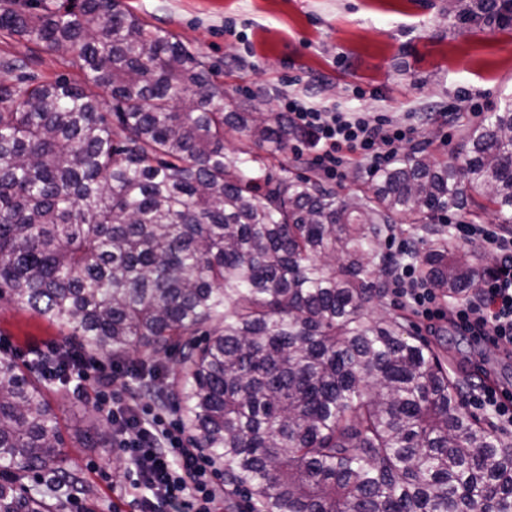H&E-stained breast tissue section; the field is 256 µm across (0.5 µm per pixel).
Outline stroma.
<instances>
[{"instance_id": "obj_1", "label": "stroma", "mask_w": 512, "mask_h": 512, "mask_svg": "<svg viewBox=\"0 0 512 512\" xmlns=\"http://www.w3.org/2000/svg\"><path fill=\"white\" fill-rule=\"evenodd\" d=\"M207 57L217 82L244 108L279 111L294 96L326 112H378L417 127V148L440 160L460 154L472 107L496 109L512 94V31L455 25L448 0H122ZM447 112L448 123H428ZM447 366L460 388L487 379L512 389V351L481 347L445 321L427 324L387 297ZM64 332L32 312L0 302V341L31 375L34 352ZM69 470L90 512H133L115 454L71 445Z\"/></svg>"}]
</instances>
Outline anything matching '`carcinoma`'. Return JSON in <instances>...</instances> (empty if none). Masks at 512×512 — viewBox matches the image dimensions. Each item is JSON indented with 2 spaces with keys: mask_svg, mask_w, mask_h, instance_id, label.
<instances>
[{
  "mask_svg": "<svg viewBox=\"0 0 512 512\" xmlns=\"http://www.w3.org/2000/svg\"><path fill=\"white\" fill-rule=\"evenodd\" d=\"M38 2L0 7V34L69 57L80 79L0 58V300L99 357L136 350L135 380L173 389L251 512H512V440L465 409L422 338L375 313L398 224L425 236L397 263L451 298L481 288L486 257L432 224L467 207L512 224V97L467 126L463 164L412 151L339 197L224 149L226 128L277 152L293 131L238 111L178 35L121 0ZM448 10L512 28V0ZM74 436L110 447L95 417ZM64 445L44 387L1 354L0 512H62L61 487L51 502L22 480H66Z\"/></svg>",
  "mask_w": 512,
  "mask_h": 512,
  "instance_id": "cac0c4a2",
  "label": "carcinoma"
}]
</instances>
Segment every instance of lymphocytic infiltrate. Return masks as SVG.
I'll list each match as a JSON object with an SVG mask.
<instances>
[{
    "label": "lymphocytic infiltrate",
    "mask_w": 512,
    "mask_h": 512,
    "mask_svg": "<svg viewBox=\"0 0 512 512\" xmlns=\"http://www.w3.org/2000/svg\"><path fill=\"white\" fill-rule=\"evenodd\" d=\"M290 127L307 139L312 165L341 179L349 156L364 160L369 172L387 167L416 130L369 112H324L296 98L284 104ZM455 241L477 245L494 256L472 299L441 308L437 292L412 266L395 269L390 291L423 318L448 317L464 335L492 346H512V230L499 224H457ZM45 378L67 373L76 393L92 391L97 409L111 427L112 447L126 462L124 490L136 512L173 505L177 512H217L224 500L222 472L184 430L176 409L168 408L169 390L126 385L130 371L120 361L89 356L73 344L41 353Z\"/></svg>",
    "instance_id": "lymphocytic-infiltrate-1"
}]
</instances>
